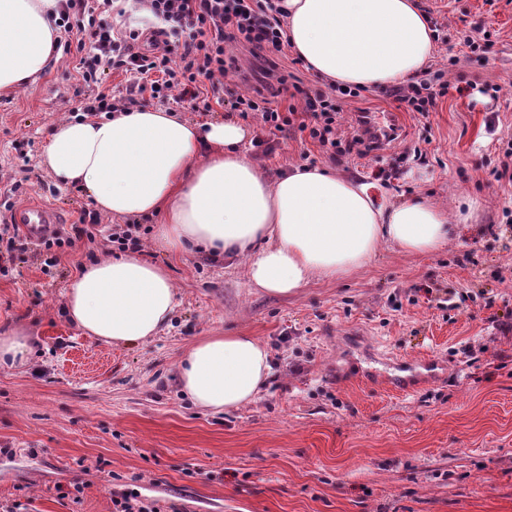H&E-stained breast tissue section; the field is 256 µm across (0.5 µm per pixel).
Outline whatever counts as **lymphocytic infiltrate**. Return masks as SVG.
Instances as JSON below:
<instances>
[{
  "label": "lymphocytic infiltrate",
  "mask_w": 512,
  "mask_h": 512,
  "mask_svg": "<svg viewBox=\"0 0 512 512\" xmlns=\"http://www.w3.org/2000/svg\"><path fill=\"white\" fill-rule=\"evenodd\" d=\"M154 19L143 32L114 24L124 16L115 0H61L55 26V48L76 58L75 71L89 95L79 108L109 113L175 99L189 106L225 103L241 117L256 116L261 131L252 143L267 144L278 133L295 128L307 134L322 153L337 159L364 145L361 134L340 138L337 97H358L359 88L289 84L284 61L288 35L274 0H142ZM245 48L264 65L260 84L241 87L237 48ZM119 72L126 84L118 93L104 92L106 76ZM444 70H425L408 79L398 102L405 111L428 117L448 92ZM298 98L290 105L288 97ZM286 101L285 109L272 105Z\"/></svg>",
  "instance_id": "1"
}]
</instances>
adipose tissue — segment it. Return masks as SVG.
Returning <instances> with one entry per match:
<instances>
[{
  "label": "adipose tissue",
  "instance_id": "ef3b65f1",
  "mask_svg": "<svg viewBox=\"0 0 512 512\" xmlns=\"http://www.w3.org/2000/svg\"><path fill=\"white\" fill-rule=\"evenodd\" d=\"M290 49L330 85L377 88L424 71L435 36L418 0H282ZM57 0H0V91L34 84L53 54ZM237 121L194 123L155 107L73 119L55 127L42 164L77 186L102 214L162 215L159 243L171 254L194 246L210 257L249 258L251 287L290 296L314 276L334 279L365 265L381 245L428 254L455 225L424 200L379 202L373 184L320 167L269 177L244 149ZM70 321L114 346L156 336L176 294L167 272L135 257L78 273L65 293ZM269 350L251 336L194 345L176 380L201 409L253 403L272 374Z\"/></svg>",
  "mask_w": 512,
  "mask_h": 512
}]
</instances>
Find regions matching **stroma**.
<instances>
[{
    "label": "stroma",
    "mask_w": 512,
    "mask_h": 512,
    "mask_svg": "<svg viewBox=\"0 0 512 512\" xmlns=\"http://www.w3.org/2000/svg\"><path fill=\"white\" fill-rule=\"evenodd\" d=\"M441 40L433 67L449 90L429 117L400 114L398 139L333 161L290 133L271 152L248 148L268 175L316 163L378 191L421 196L470 224L438 251L383 245L334 280L295 295L251 288L247 260L171 256L148 222L140 257L166 267L178 295L169 326L119 347L67 318L64 287L90 260L23 253L0 277V336L29 335L26 364L0 367V512H112L136 489L160 512H512V0H419ZM489 32L486 59L463 32ZM82 91L55 54L35 85L0 94V194L39 199L70 222L92 211L41 165L55 126ZM338 134L360 113H388V90L341 100ZM426 160L413 158V149ZM253 336L273 353L261 398L232 411L196 408L176 382L183 353L212 336ZM434 360L401 395L361 383L402 360Z\"/></svg>",
    "instance_id": "1"
}]
</instances>
